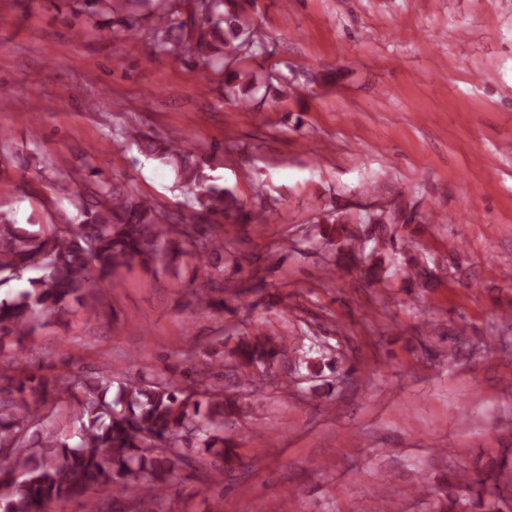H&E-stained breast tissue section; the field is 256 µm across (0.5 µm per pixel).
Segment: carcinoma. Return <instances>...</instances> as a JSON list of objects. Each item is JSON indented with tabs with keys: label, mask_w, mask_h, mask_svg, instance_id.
<instances>
[{
	"label": "carcinoma",
	"mask_w": 512,
	"mask_h": 512,
	"mask_svg": "<svg viewBox=\"0 0 512 512\" xmlns=\"http://www.w3.org/2000/svg\"><path fill=\"white\" fill-rule=\"evenodd\" d=\"M199 16L196 41L182 38L181 4L148 15L150 39L159 52H194L216 61L224 85L248 104L257 74L242 65L258 45L255 32L230 5L235 0H194ZM140 151L172 168L177 188L192 195L187 210L169 211L140 197L121 182L101 179L92 197H78L75 218L59 215L60 224H20L0 212V280L27 279L9 299L0 300V338L17 344L35 335L39 325L67 324L77 302L96 310L102 283L116 286L120 269H177L191 252L203 261L211 291L224 292V241L199 223L202 215L247 218L232 191L212 182L206 169L220 163L219 147L191 141L156 140L128 133ZM288 352L285 342L234 350L242 373ZM211 377L204 363L197 378L169 375L127 379L112 391V371L92 379L37 376L0 369V512H48L53 503L85 498L86 512H97L86 496L93 486L111 485L133 498L137 512H148L167 489L182 462L181 448L196 446L226 462L224 396L199 390ZM468 492L491 493L481 476L458 474Z\"/></svg>",
	"instance_id": "cac0c4a2"
}]
</instances>
